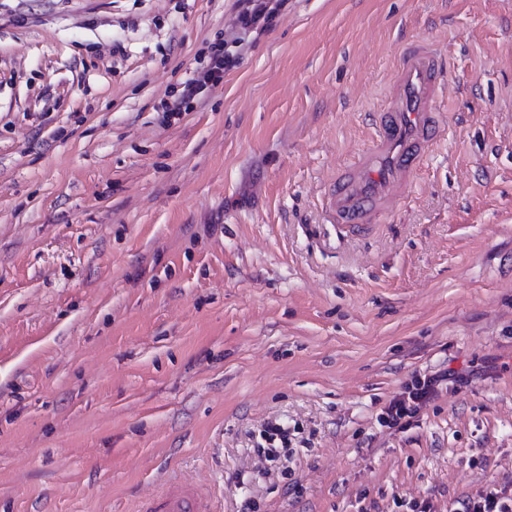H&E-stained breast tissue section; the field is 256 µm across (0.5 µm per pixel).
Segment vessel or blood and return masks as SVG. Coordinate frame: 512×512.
Segmentation results:
<instances>
[{
  "label": "vessel or blood",
  "instance_id": "obj_1",
  "mask_svg": "<svg viewBox=\"0 0 512 512\" xmlns=\"http://www.w3.org/2000/svg\"><path fill=\"white\" fill-rule=\"evenodd\" d=\"M446 73V57L431 42L416 39L401 46L385 104L370 118L374 135L326 198L330 217L346 232L371 231L418 175L440 133ZM136 512H217V507L203 486L175 480L141 501Z\"/></svg>",
  "mask_w": 512,
  "mask_h": 512
}]
</instances>
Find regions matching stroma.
Here are the masks:
<instances>
[{"label": "stroma", "mask_w": 512, "mask_h": 512, "mask_svg": "<svg viewBox=\"0 0 512 512\" xmlns=\"http://www.w3.org/2000/svg\"><path fill=\"white\" fill-rule=\"evenodd\" d=\"M234 0H0V512H448L512 486V0H288L203 104ZM446 123L368 237L322 207L401 45ZM447 386L406 431L378 415ZM294 430L288 472L252 451ZM448 381V370H440L433 375L420 379L398 399L390 401L381 413L380 424L395 431H403L437 393L436 386ZM407 395V396H406ZM136 512H216L212 495L190 481H171L156 495L141 501Z\"/></svg>", "instance_id": "stroma-1"}]
</instances>
